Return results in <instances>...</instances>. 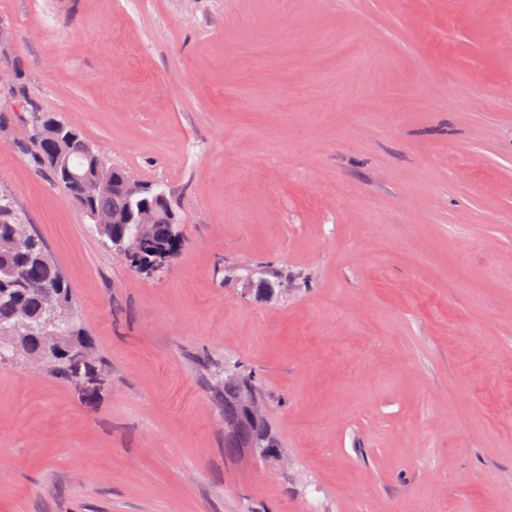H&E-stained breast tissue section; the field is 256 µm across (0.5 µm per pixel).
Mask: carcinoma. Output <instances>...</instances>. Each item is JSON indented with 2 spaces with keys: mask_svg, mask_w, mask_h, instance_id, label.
<instances>
[{
  "mask_svg": "<svg viewBox=\"0 0 512 512\" xmlns=\"http://www.w3.org/2000/svg\"><path fill=\"white\" fill-rule=\"evenodd\" d=\"M40 121L37 136L31 139L37 165L49 169L51 178L81 208L86 218L107 212L111 224H97L95 230L105 246L119 253L134 272L147 276L152 265L163 261L173 265L183 244L179 224H138L137 208L156 204L160 185L134 178L112 163L76 128L40 110L28 112L26 122ZM26 237L13 250L0 251V336L16 337L22 350L39 351L43 343L39 329L51 314L75 312L66 325V337L59 354L46 365V374L57 379L71 377L70 355L94 349L82 324L72 288L51 259L47 245L34 225L28 223L12 194L0 189V239L20 228ZM139 239L140 248L125 253L126 237ZM214 397L224 413L231 415L243 403L257 404L263 397L249 374L224 375V383L214 389ZM267 448L277 447L267 424L243 434Z\"/></svg>",
  "mask_w": 512,
  "mask_h": 512,
  "instance_id": "carcinoma-1",
  "label": "carcinoma"
}]
</instances>
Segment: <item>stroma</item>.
<instances>
[{"instance_id": "1", "label": "stroma", "mask_w": 512, "mask_h": 512, "mask_svg": "<svg viewBox=\"0 0 512 512\" xmlns=\"http://www.w3.org/2000/svg\"><path fill=\"white\" fill-rule=\"evenodd\" d=\"M512 0H0V187L102 370L0 361V512H512ZM184 217L144 278L20 146ZM255 372L299 479L224 452ZM213 392L224 414H233L243 403L259 405L260 402L264 408L262 394L249 373L225 374L223 385L215 388Z\"/></svg>"}]
</instances>
